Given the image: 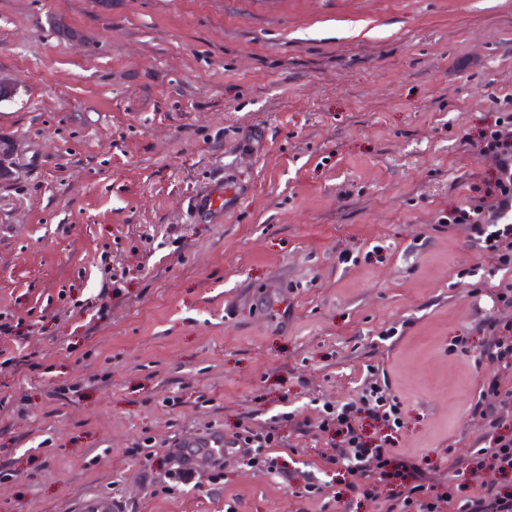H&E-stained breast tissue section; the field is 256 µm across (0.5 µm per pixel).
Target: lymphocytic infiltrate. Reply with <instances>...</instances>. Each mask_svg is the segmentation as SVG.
<instances>
[{"label":"lymphocytic infiltrate","mask_w":512,"mask_h":512,"mask_svg":"<svg viewBox=\"0 0 512 512\" xmlns=\"http://www.w3.org/2000/svg\"><path fill=\"white\" fill-rule=\"evenodd\" d=\"M475 147L493 161V170L480 202L452 209L448 225L493 255L494 270L502 275L498 281L487 277L474 283L473 294L489 293L494 306L512 308V281L505 279L512 274V113L482 129ZM484 327L491 339L479 357L496 372L481 382L469 406L483 428L481 445L468 456L454 458L447 494L431 495L421 471L400 457L394 434L404 424L403 404L378 366H366L353 398L323 403L319 429L332 438L322 457L350 475L344 489L333 494L339 512H345L350 499L368 495L372 486L390 478L399 479V489L383 500L381 512H512V487L502 483L512 476V328L493 318ZM279 445L274 429L261 432L248 422L240 425L231 443L248 466L269 471L277 468L271 451ZM487 468L498 473V480L472 486L470 477Z\"/></svg>","instance_id":"lymphocytic-infiltrate-1"}]
</instances>
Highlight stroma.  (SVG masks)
<instances>
[{"mask_svg":"<svg viewBox=\"0 0 512 512\" xmlns=\"http://www.w3.org/2000/svg\"><path fill=\"white\" fill-rule=\"evenodd\" d=\"M0 74V323L23 331L0 340V512H336L231 458L169 471L247 416L316 425L369 364L399 451L447 486L494 372L477 325L512 323L447 220L512 110V0H0ZM224 179L236 206L197 214ZM279 434L281 463L342 488L327 434ZM16 143L11 136L0 135V180H9L13 175ZM119 510L118 501L112 495L92 494L77 500L72 512H120Z\"/></svg>","mask_w":512,"mask_h":512,"instance_id":"35a3bbf8","label":"stroma"}]
</instances>
